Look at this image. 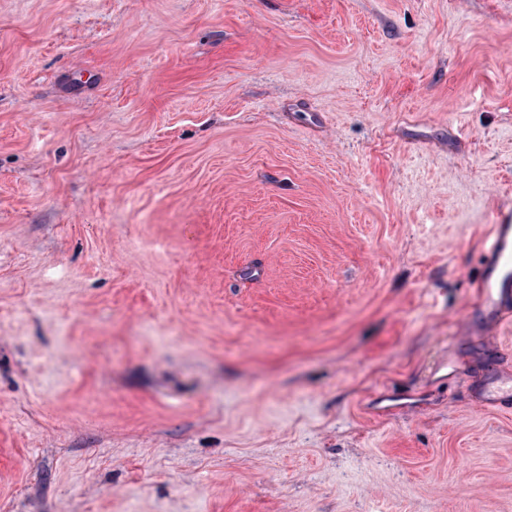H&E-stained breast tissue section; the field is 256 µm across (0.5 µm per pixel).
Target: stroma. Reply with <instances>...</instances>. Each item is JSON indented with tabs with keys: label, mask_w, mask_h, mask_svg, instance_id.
Returning <instances> with one entry per match:
<instances>
[{
	"label": "stroma",
	"mask_w": 512,
	"mask_h": 512,
	"mask_svg": "<svg viewBox=\"0 0 512 512\" xmlns=\"http://www.w3.org/2000/svg\"><path fill=\"white\" fill-rule=\"evenodd\" d=\"M509 210L512 0H0V512H512ZM489 244L484 249V296L482 308H490L500 322L512 307V225L492 224ZM497 275V279L493 280ZM478 403H489L499 408H510L512 405V377L510 372L485 379L473 392Z\"/></svg>",
	"instance_id": "obj_1"
}]
</instances>
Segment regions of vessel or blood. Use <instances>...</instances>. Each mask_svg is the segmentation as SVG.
<instances>
[{"mask_svg": "<svg viewBox=\"0 0 512 512\" xmlns=\"http://www.w3.org/2000/svg\"><path fill=\"white\" fill-rule=\"evenodd\" d=\"M484 307L494 311L497 320L512 316V225L492 227L489 243L484 249ZM478 403L500 408L512 406V374L499 373L485 379L473 393Z\"/></svg>", "mask_w": 512, "mask_h": 512, "instance_id": "vessel-or-blood-1", "label": "vessel or blood"}]
</instances>
